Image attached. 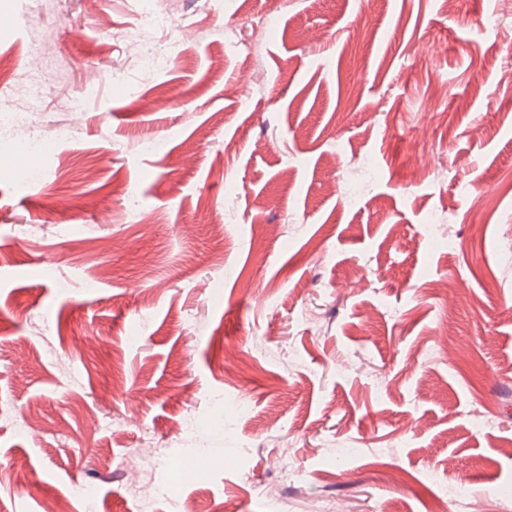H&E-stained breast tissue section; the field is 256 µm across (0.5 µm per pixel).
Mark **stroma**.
Segmentation results:
<instances>
[{"instance_id": "1", "label": "stroma", "mask_w": 512, "mask_h": 512, "mask_svg": "<svg viewBox=\"0 0 512 512\" xmlns=\"http://www.w3.org/2000/svg\"><path fill=\"white\" fill-rule=\"evenodd\" d=\"M152 7L182 18L145 75L138 0H0L18 20L0 109L49 140L24 189L6 174L23 137L0 126V512L75 483L137 512L144 470L191 512H264L259 483L290 512H431L454 478L499 512L512 0ZM126 40L135 51L136 60L140 70L151 73L165 69L170 63V56L163 50L143 41L139 35V29L133 28Z\"/></svg>"}]
</instances>
